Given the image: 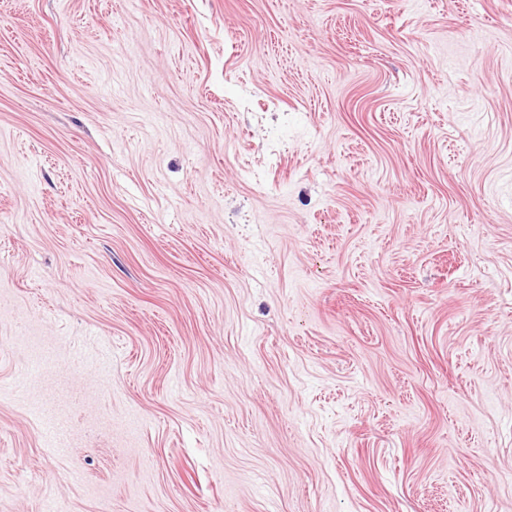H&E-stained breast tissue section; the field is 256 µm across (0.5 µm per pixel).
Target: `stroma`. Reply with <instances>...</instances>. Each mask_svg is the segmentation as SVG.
<instances>
[{
    "instance_id": "35a3bbf8",
    "label": "stroma",
    "mask_w": 512,
    "mask_h": 512,
    "mask_svg": "<svg viewBox=\"0 0 512 512\" xmlns=\"http://www.w3.org/2000/svg\"><path fill=\"white\" fill-rule=\"evenodd\" d=\"M512 512V0H0V512Z\"/></svg>"
}]
</instances>
